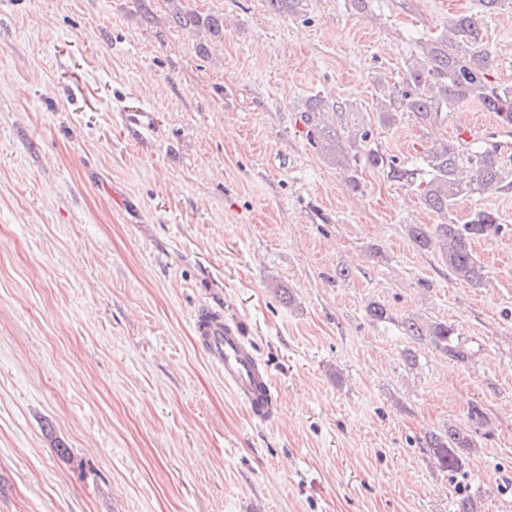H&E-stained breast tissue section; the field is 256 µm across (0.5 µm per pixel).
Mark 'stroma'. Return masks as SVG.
Wrapping results in <instances>:
<instances>
[{"label":"stroma","instance_id":"1","mask_svg":"<svg viewBox=\"0 0 512 512\" xmlns=\"http://www.w3.org/2000/svg\"><path fill=\"white\" fill-rule=\"evenodd\" d=\"M185 4L224 17L208 56L172 0H0V512H458L426 437L474 406L464 494L512 512V196L454 211L503 226L471 287L410 241L438 221L411 188L364 165L351 187L301 121L312 95L369 120L459 14L512 85V0ZM458 113L374 137L417 166ZM202 305L244 323L273 420L210 365ZM404 318L453 325L471 359Z\"/></svg>","mask_w":512,"mask_h":512}]
</instances>
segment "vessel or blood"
<instances>
[{
    "mask_svg": "<svg viewBox=\"0 0 512 512\" xmlns=\"http://www.w3.org/2000/svg\"><path fill=\"white\" fill-rule=\"evenodd\" d=\"M193 327L211 365L224 375V385L246 409L250 419L273 418L275 397L271 375L257 357L241 321L203 308L192 316Z\"/></svg>",
    "mask_w": 512,
    "mask_h": 512,
    "instance_id": "1",
    "label": "vessel or blood"
}]
</instances>
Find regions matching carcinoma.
Returning a JSON list of instances; mask_svg holds the SVG:
<instances>
[{
    "label": "carcinoma",
    "mask_w": 512,
    "mask_h": 512,
    "mask_svg": "<svg viewBox=\"0 0 512 512\" xmlns=\"http://www.w3.org/2000/svg\"><path fill=\"white\" fill-rule=\"evenodd\" d=\"M171 23L182 29H203L209 40L224 39V18L220 16L203 18L191 9H178L171 14ZM420 48L421 57L407 63L406 85L379 100L375 123L390 127L409 112L421 123L432 125L455 104L469 101L512 125V85L490 80L492 56L483 45L478 18L468 14L452 18L447 32L424 39ZM344 110L339 102L320 96L308 98L301 119L309 145L336 166L349 169L350 160H362L394 182L407 187L423 185L422 203L440 217V222L407 225L410 240L422 251L439 248L455 280L480 286L485 270L473 243L498 235L500 218L493 211L476 209L460 221L451 212L462 199L474 194H512V165L502 152L492 140L476 135L468 143L460 138L436 140L424 149V169L420 170L381 149L373 138L372 125L352 130L339 126ZM402 329L416 340L429 339L451 360L464 362L469 358L470 352L446 322L421 325L407 319ZM427 446L432 448L437 468L454 476L464 469L463 451L475 447V441L469 430L450 426L443 434L429 435Z\"/></svg>",
    "instance_id": "1"
}]
</instances>
